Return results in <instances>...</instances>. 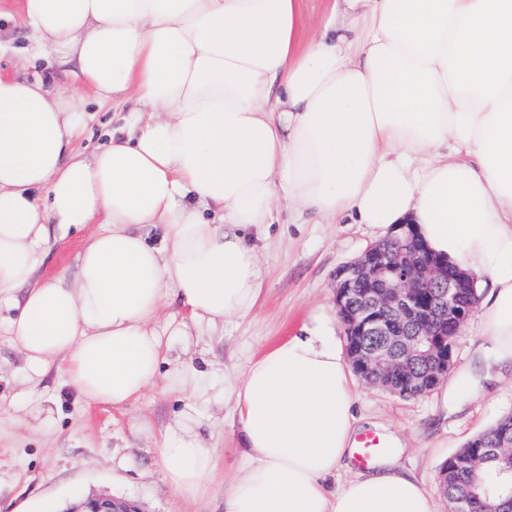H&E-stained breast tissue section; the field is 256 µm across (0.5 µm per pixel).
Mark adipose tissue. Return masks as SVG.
Returning a JSON list of instances; mask_svg holds the SVG:
<instances>
[{"label": "adipose tissue", "mask_w": 512, "mask_h": 512, "mask_svg": "<svg viewBox=\"0 0 512 512\" xmlns=\"http://www.w3.org/2000/svg\"><path fill=\"white\" fill-rule=\"evenodd\" d=\"M300 2L20 0L21 60L79 81L0 76V304L20 307L7 328L29 381L53 368L85 402L141 399L166 359L168 297L199 326L254 309L246 233L279 200L382 239L413 225L484 280L487 341L443 388L451 407L512 369V0H327L309 36ZM91 101L129 117L88 153ZM53 225L85 231L77 271L29 287ZM340 331L313 304L232 383L242 456L224 512H437L393 454L330 491L362 430ZM199 382L189 364L170 376L187 402L156 446L186 497L216 465Z\"/></svg>", "instance_id": "obj_1"}]
</instances>
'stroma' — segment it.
<instances>
[{
	"label": "stroma",
	"mask_w": 512,
	"mask_h": 512,
	"mask_svg": "<svg viewBox=\"0 0 512 512\" xmlns=\"http://www.w3.org/2000/svg\"><path fill=\"white\" fill-rule=\"evenodd\" d=\"M0 75L38 77L46 85L75 84L46 62L18 56L26 29L16 0H0ZM375 239L363 225L292 224L279 204L258 242L263 285L254 310L216 327L193 330L170 344L168 360L190 359L203 370L208 401L203 432L217 449L216 467L203 494L186 498L165 480L155 452L183 397L157 382L135 405L115 409L85 404L47 373L31 386L22 355L11 343L0 308V512L29 502L64 512L72 500L98 494L134 502L140 512H224V480L241 450L233 433L234 399L224 381L241 376L248 360L296 333L310 305L334 303L337 271L357 260ZM356 415L365 431L399 439L404 469L433 490L448 457L501 417L512 414V377H504L449 412L438 391L404 399L356 381ZM52 422L43 425L44 408Z\"/></svg>",
	"instance_id": "1"
}]
</instances>
